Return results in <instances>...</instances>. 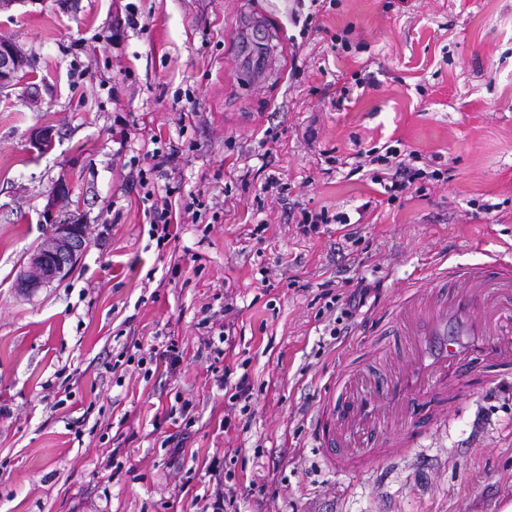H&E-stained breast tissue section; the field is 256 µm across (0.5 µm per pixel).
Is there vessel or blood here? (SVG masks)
I'll return each mask as SVG.
<instances>
[{"instance_id":"vessel-or-blood-1","label":"vessel or blood","mask_w":512,"mask_h":512,"mask_svg":"<svg viewBox=\"0 0 512 512\" xmlns=\"http://www.w3.org/2000/svg\"><path fill=\"white\" fill-rule=\"evenodd\" d=\"M436 290L404 289L388 311L404 338L401 365L369 381L358 361L332 380L317 423V443L332 469L362 468L416 447L419 434L397 422L411 399H447L465 367L512 372V260L451 265L437 273Z\"/></svg>"}]
</instances>
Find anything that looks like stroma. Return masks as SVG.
I'll list each match as a JSON object with an SVG mask.
<instances>
[{"instance_id": "1", "label": "stroma", "mask_w": 512, "mask_h": 512, "mask_svg": "<svg viewBox=\"0 0 512 512\" xmlns=\"http://www.w3.org/2000/svg\"><path fill=\"white\" fill-rule=\"evenodd\" d=\"M1 37L33 65L0 95V512H197L215 463L234 512L512 502V374L466 371L419 445L368 471L331 470L314 434L343 361L393 348L394 329L367 330L404 288L445 260L512 254V0H21ZM45 126L46 153L31 144ZM396 140L447 179L387 202L369 171L350 174L357 151ZM271 174L283 198L260 197ZM147 182L177 209L202 194L196 223L150 237ZM364 204L349 240L295 219ZM50 205L87 248L25 297ZM329 280L378 290L343 336ZM229 298L236 341L218 360L204 320ZM136 343L176 344L180 361L118 363ZM228 368L251 378L247 413L228 410ZM184 428L175 465L166 438Z\"/></svg>"}]
</instances>
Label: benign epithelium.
<instances>
[{
	"label": "benign epithelium",
	"instance_id": "benign-epithelium-1",
	"mask_svg": "<svg viewBox=\"0 0 512 512\" xmlns=\"http://www.w3.org/2000/svg\"><path fill=\"white\" fill-rule=\"evenodd\" d=\"M31 64L32 59L15 43L1 40L0 93L12 89L18 73ZM46 215L51 232L20 274L18 286L24 292H33L69 275L86 247L83 225L56 220L52 203Z\"/></svg>",
	"mask_w": 512,
	"mask_h": 512
}]
</instances>
